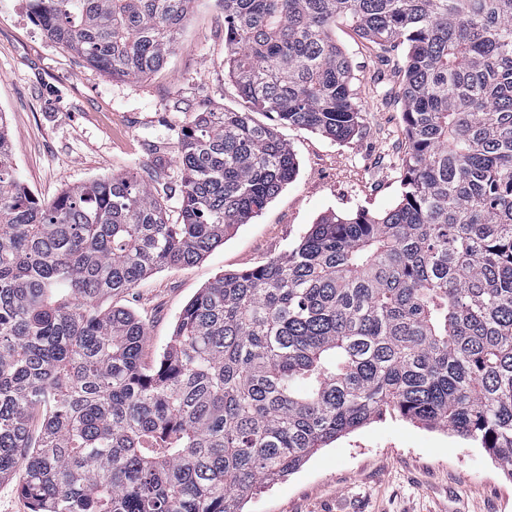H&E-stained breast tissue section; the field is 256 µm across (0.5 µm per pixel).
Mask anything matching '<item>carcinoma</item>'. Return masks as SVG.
<instances>
[{"mask_svg":"<svg viewBox=\"0 0 512 512\" xmlns=\"http://www.w3.org/2000/svg\"><path fill=\"white\" fill-rule=\"evenodd\" d=\"M244 111L196 112L162 171L50 203L0 118V479L29 512H242L259 484L387 412L445 427L512 478V0H213ZM45 36L114 78L159 71L196 0H30ZM401 74V194L321 217L286 254L144 323L98 306L196 263L296 176L278 128L337 143L361 109L336 23ZM272 117L258 124L252 111Z\"/></svg>","mask_w":512,"mask_h":512,"instance_id":"1","label":"carcinoma"}]
</instances>
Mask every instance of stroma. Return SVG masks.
<instances>
[{"label": "stroma", "instance_id": "stroma-1", "mask_svg": "<svg viewBox=\"0 0 512 512\" xmlns=\"http://www.w3.org/2000/svg\"><path fill=\"white\" fill-rule=\"evenodd\" d=\"M362 105L361 126L336 143L292 127L299 170L259 216L193 265L146 277L121 305L145 324V365L156 364L177 316L214 278L284 255L322 214L383 211L400 193L401 105L394 67L381 64L353 30L336 27ZM224 74V14L199 0L163 68L121 81L92 68L43 33L29 0H0V111L16 174L50 202L64 190L119 174L149 176L164 157V180L178 185L177 142L197 112L243 110ZM245 512H512V479L484 449L444 428L386 414L317 450L296 472L256 489Z\"/></svg>", "mask_w": 512, "mask_h": 512}]
</instances>
